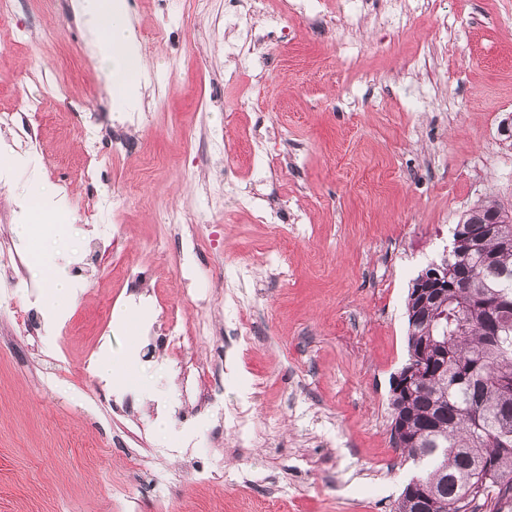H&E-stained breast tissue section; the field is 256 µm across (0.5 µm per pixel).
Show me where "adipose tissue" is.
<instances>
[{"instance_id":"1","label":"adipose tissue","mask_w":512,"mask_h":512,"mask_svg":"<svg viewBox=\"0 0 512 512\" xmlns=\"http://www.w3.org/2000/svg\"><path fill=\"white\" fill-rule=\"evenodd\" d=\"M75 8L92 37L93 56L107 75L116 110L135 111L140 59L126 0H75Z\"/></svg>"}]
</instances>
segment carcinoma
<instances>
[{"label": "carcinoma", "instance_id": "carcinoma-1", "mask_svg": "<svg viewBox=\"0 0 512 512\" xmlns=\"http://www.w3.org/2000/svg\"><path fill=\"white\" fill-rule=\"evenodd\" d=\"M492 212L512 227V211L488 199L453 236ZM448 284L408 329V359L422 365L423 378L398 396L403 407L392 422L405 429L401 458L418 484L403 489L396 512H476L475 502L503 512L512 503V312L500 316L496 301H512V245L484 238ZM438 310L444 319H434ZM499 318L509 333L494 340L488 322Z\"/></svg>", "mask_w": 512, "mask_h": 512}]
</instances>
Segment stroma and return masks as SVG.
Returning <instances> with one entry per match:
<instances>
[{"label":"stroma","mask_w":512,"mask_h":512,"mask_svg":"<svg viewBox=\"0 0 512 512\" xmlns=\"http://www.w3.org/2000/svg\"><path fill=\"white\" fill-rule=\"evenodd\" d=\"M127 2L136 28L165 32L140 51L150 122L132 129L135 154L102 153L91 188L75 174L115 110L72 0H11L0 19V113L25 92L41 111L33 135L0 129V244L23 261L0 274V293L41 324L22 333L0 311V512H395L415 472L391 440L408 290L467 210L489 197L512 208L500 134L512 0H359L277 26L260 16L256 68L237 81L224 0ZM218 134L228 154H208ZM32 143L38 167H16ZM34 184L74 221L22 242L19 197ZM234 184L298 223L287 275L272 263L279 238L237 208ZM164 205L193 223L157 222ZM35 251L80 279L55 320ZM126 265L157 303L129 304L113 273ZM167 307L184 333L204 323L209 336L179 353L143 336ZM104 355L121 374L111 383L95 372Z\"/></svg>","instance_id":"1"}]
</instances>
